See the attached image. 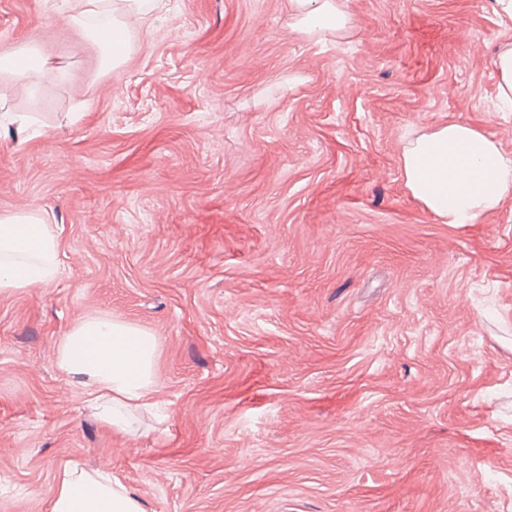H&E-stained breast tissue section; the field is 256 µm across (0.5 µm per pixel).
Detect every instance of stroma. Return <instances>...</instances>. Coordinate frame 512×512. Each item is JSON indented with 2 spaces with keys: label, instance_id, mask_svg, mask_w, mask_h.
Masks as SVG:
<instances>
[{
  "label": "stroma",
  "instance_id": "stroma-1",
  "mask_svg": "<svg viewBox=\"0 0 512 512\" xmlns=\"http://www.w3.org/2000/svg\"><path fill=\"white\" fill-rule=\"evenodd\" d=\"M155 0L105 71L66 0H0V214L59 243L45 286L0 291V512H50L63 465L145 512H512V197L440 221L408 140L466 124L512 155L499 0ZM107 315L157 336L165 415L112 431L58 366ZM465 473L466 486L454 481ZM294 27L311 33L322 29L345 31L350 19L337 0H291ZM47 61L34 48L25 47L0 53V76L26 79L51 73ZM495 68L499 77V95L512 102V47L499 52L495 60Z\"/></svg>",
  "mask_w": 512,
  "mask_h": 512
}]
</instances>
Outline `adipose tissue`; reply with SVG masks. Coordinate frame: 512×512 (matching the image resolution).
Wrapping results in <instances>:
<instances>
[{"instance_id":"obj_1","label":"adipose tissue","mask_w":512,"mask_h":512,"mask_svg":"<svg viewBox=\"0 0 512 512\" xmlns=\"http://www.w3.org/2000/svg\"><path fill=\"white\" fill-rule=\"evenodd\" d=\"M294 25L310 33L345 31L350 19L338 0H291ZM100 0H82L72 25L102 50L109 70L131 51L120 21L102 30L89 24ZM51 69L37 50L25 47L0 53V76L26 79ZM405 185L411 195L445 224H470L512 193V156L487 135L451 123L419 135L402 155ZM58 242L39 212L0 216V290L27 288L53 280ZM158 340L144 328L108 316L93 315L62 338L58 365L92 403L100 420L127 433L136 411L152 406L156 390ZM51 512H144L140 500L107 472L65 465Z\"/></svg>"}]
</instances>
